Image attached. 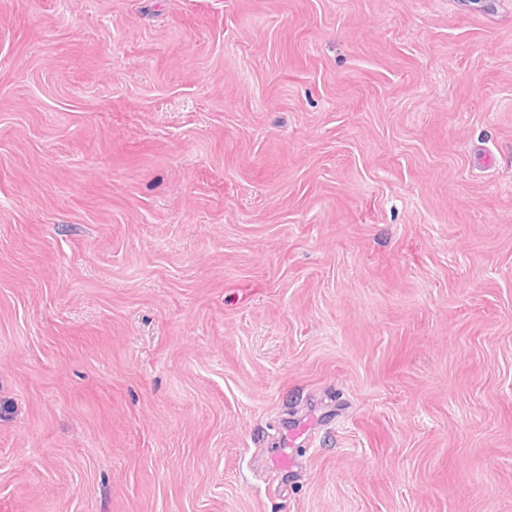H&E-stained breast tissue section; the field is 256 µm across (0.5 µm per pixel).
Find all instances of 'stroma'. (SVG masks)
Returning a JSON list of instances; mask_svg holds the SVG:
<instances>
[{
	"instance_id": "1",
	"label": "stroma",
	"mask_w": 512,
	"mask_h": 512,
	"mask_svg": "<svg viewBox=\"0 0 512 512\" xmlns=\"http://www.w3.org/2000/svg\"><path fill=\"white\" fill-rule=\"evenodd\" d=\"M0 512H512V0H0ZM311 426L310 418L298 421L292 425L286 424L282 428L279 442L280 450L276 456L277 464L282 469H290L293 465L292 457L288 456V448L297 446V441L301 439Z\"/></svg>"
}]
</instances>
